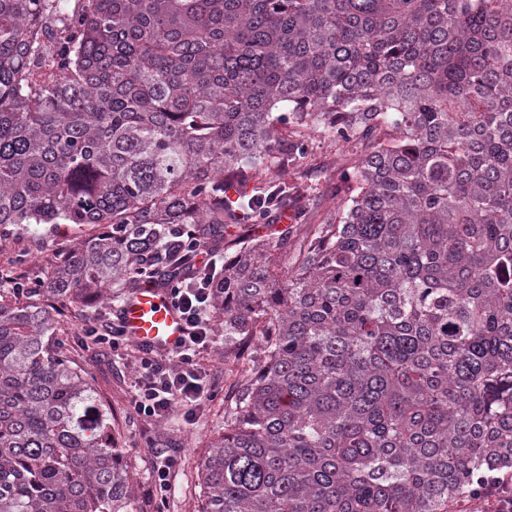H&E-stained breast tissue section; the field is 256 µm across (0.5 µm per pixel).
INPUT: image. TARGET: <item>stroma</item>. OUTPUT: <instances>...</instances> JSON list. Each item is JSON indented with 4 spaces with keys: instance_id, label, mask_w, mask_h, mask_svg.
<instances>
[{
    "instance_id": "obj_1",
    "label": "stroma",
    "mask_w": 512,
    "mask_h": 512,
    "mask_svg": "<svg viewBox=\"0 0 512 512\" xmlns=\"http://www.w3.org/2000/svg\"><path fill=\"white\" fill-rule=\"evenodd\" d=\"M347 146L331 147L328 138L315 136L303 163L289 166V184L306 185L309 170H318L322 180L338 182L346 165ZM91 227L62 224L51 228L35 224L30 234L9 232L0 238V269L10 268L29 284L42 283L47 269L57 262L63 251L92 236ZM112 300L95 301L92 309L81 314L66 312L60 318L59 338L75 363L86 370L102 402L112 411V437L121 449L136 486V512H198L201 496L198 461L208 444L224 425V403L235 389L242 365L238 348L224 342L223 332H216L212 348L201 351L200 365L208 372L215 395L206 401L196 424L187 426L179 414L154 423L133 417L129 407L128 385L134 375V364L113 358L109 349L85 350L82 328L85 324L105 320L112 315ZM167 440L176 458L170 489L163 503L148 497L152 457L150 442Z\"/></svg>"
}]
</instances>
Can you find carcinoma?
I'll list each match as a JSON object with an SVG mask.
<instances>
[{
	"label": "carcinoma",
	"instance_id": "cac0c4a2",
	"mask_svg": "<svg viewBox=\"0 0 512 512\" xmlns=\"http://www.w3.org/2000/svg\"><path fill=\"white\" fill-rule=\"evenodd\" d=\"M65 2L0 0V225L103 230L0 289V512H133L44 299L164 285L177 224L235 250L211 318L259 348L199 512H448L512 468V0ZM314 131L350 167L295 195Z\"/></svg>",
	"mask_w": 512,
	"mask_h": 512
}]
</instances>
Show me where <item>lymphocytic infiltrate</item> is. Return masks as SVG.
<instances>
[{"instance_id":"1","label":"lymphocytic infiltrate","mask_w":512,"mask_h":512,"mask_svg":"<svg viewBox=\"0 0 512 512\" xmlns=\"http://www.w3.org/2000/svg\"><path fill=\"white\" fill-rule=\"evenodd\" d=\"M188 238V231H180L170 251L190 273L167 282L171 300L184 318L186 334L175 349L141 351L136 356L137 375L129 404L133 416L146 421H161L177 411L186 424H194L210 396L197 356L213 336L209 313L212 280L219 269L209 247L199 243L187 248ZM469 512H512V471L484 480L481 491L470 496Z\"/></svg>"}]
</instances>
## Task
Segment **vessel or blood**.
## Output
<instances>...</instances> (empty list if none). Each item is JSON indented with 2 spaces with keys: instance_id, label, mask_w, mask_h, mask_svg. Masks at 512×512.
I'll return each instance as SVG.
<instances>
[{
  "instance_id": "obj_1",
  "label": "vessel or blood",
  "mask_w": 512,
  "mask_h": 512,
  "mask_svg": "<svg viewBox=\"0 0 512 512\" xmlns=\"http://www.w3.org/2000/svg\"><path fill=\"white\" fill-rule=\"evenodd\" d=\"M119 314L129 341L146 351L173 348L185 334V322L167 289L152 283L135 288Z\"/></svg>"
}]
</instances>
